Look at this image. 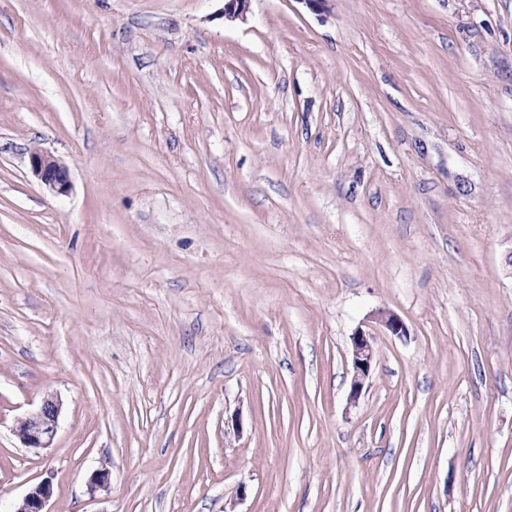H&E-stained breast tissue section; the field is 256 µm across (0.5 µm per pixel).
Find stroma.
Wrapping results in <instances>:
<instances>
[{
    "label": "stroma",
    "instance_id": "1",
    "mask_svg": "<svg viewBox=\"0 0 512 512\" xmlns=\"http://www.w3.org/2000/svg\"><path fill=\"white\" fill-rule=\"evenodd\" d=\"M223 9L0 0V512H512V0ZM32 173L48 190L65 194L70 187L67 168L52 154L34 150L29 157ZM353 374L350 382V402L354 403L361 395L370 376L375 358L373 335L361 328L350 337ZM62 409L61 401L54 395H46L39 408L17 419L14 434L25 446L34 450L50 447L58 427ZM53 488L50 481H42L33 486L18 503L14 512H49L45 510L52 497Z\"/></svg>",
    "mask_w": 512,
    "mask_h": 512
}]
</instances>
